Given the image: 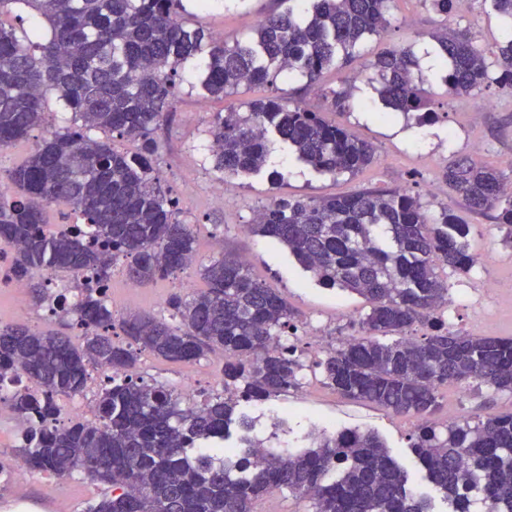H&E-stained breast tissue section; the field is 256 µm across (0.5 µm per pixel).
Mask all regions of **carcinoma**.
Listing matches in <instances>:
<instances>
[{
    "label": "carcinoma",
    "instance_id": "obj_1",
    "mask_svg": "<svg viewBox=\"0 0 512 512\" xmlns=\"http://www.w3.org/2000/svg\"><path fill=\"white\" fill-rule=\"evenodd\" d=\"M390 2L304 0L301 10L258 23L254 41L228 44L185 22L182 0H0V13L24 4L48 31L45 41L24 43L0 25V148L43 122L49 91L73 114V126L50 132L9 173V183L0 184V250H15L11 274L26 287L42 271L94 276L73 304L55 310L84 331L81 347L53 330L0 325V385L26 376L38 391L16 389L7 401L25 420L32 412L46 418L56 414L57 399L83 393L88 368H109L96 421L29 425L20 446L31 470L60 477L78 472L109 486L111 493L88 512H252L255 501L281 487L308 499L313 512H432L428 497L409 486L407 472L372 432L324 433L304 450L276 449L261 461L244 452L224 464L231 430L241 448L258 443L240 402L297 389L308 368L294 346L282 343L297 328L295 311L251 277L244 259H211L200 272L204 290L171 294L167 319L128 316L123 342L112 339L104 296L120 254L130 259L127 276L138 285L189 269L195 256L192 225L177 218L152 165L154 133L173 107L179 65L204 58L200 87L213 98L295 73L314 84L367 36L387 29ZM437 42L448 94L467 95L489 82L512 89L511 38L491 63L461 32ZM369 67L386 107L432 115L414 78L418 61L411 50L390 47ZM352 90L350 84L326 95L330 108L345 111ZM97 130L137 140L140 151L121 153L95 137ZM270 131L320 173L353 174L374 160L373 148L345 127L272 97L214 115V168L228 176L260 172ZM442 179L472 210L496 212L502 242L512 246V190L501 172L464 156ZM58 202L78 213L86 229L48 232L44 208ZM250 231L282 245L319 284L369 303L357 334L316 364L324 384L415 420L411 448L452 512H473L478 501L488 512H512V415L433 420L439 389L448 384L512 394V338L467 336L438 316L448 304L439 267L466 274L477 262L469 225L446 210L430 217L403 191L368 190L276 200ZM417 324L429 327L420 340L408 337ZM143 352L170 362L224 355V394L185 403L173 388L134 380L128 371Z\"/></svg>",
    "mask_w": 512,
    "mask_h": 512
}]
</instances>
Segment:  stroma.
Returning a JSON list of instances; mask_svg holds the SVG:
<instances>
[{
  "label": "stroma",
  "instance_id": "1",
  "mask_svg": "<svg viewBox=\"0 0 512 512\" xmlns=\"http://www.w3.org/2000/svg\"><path fill=\"white\" fill-rule=\"evenodd\" d=\"M190 23L210 31L220 30L226 42L253 38L260 18L294 7V0H210L200 7L198 0H185ZM389 27L367 37L356 48L351 60L326 70L318 85L304 78H280L276 85L242 86L222 100L203 97L199 85L202 62L191 58L180 67L181 81L172 114L161 122L154 137L158 151L153 158L155 172L163 189L168 190L178 217L192 224L200 261L218 252L246 258L254 279L287 298L297 311L300 326L312 329L320 338L310 344L297 338L294 344L306 364L321 360L326 352L351 334V324L368 312L364 298L337 288L320 285L281 245L249 233L257 210L284 197L323 198L354 194L370 188L406 191L420 198L429 214L448 211L459 222L469 225L471 249L478 262L465 274H449L448 304L441 315L449 327L470 336L512 337V248L502 244L500 234L487 213L471 211L465 202L449 191L441 180L442 171L458 158L473 154V143L481 163L497 168L512 181V91L484 88L467 97L448 95L442 80L429 68H421L416 80L431 101L432 119L418 122L393 114L379 119L383 105L380 84L368 67L377 54L393 45L411 47L417 57L435 50L436 37L445 30H465L485 51H495L506 39V23L491 9L488 0H468L465 12L446 19L426 0H392ZM355 88L346 111L335 112L325 97L347 83ZM284 97L288 104L300 103L320 113L331 123H339L375 149L373 163L356 174L330 175L313 170L297 159L279 140L270 145L269 166L278 171L277 180L266 174L229 178L217 172L208 151L210 122L215 113L239 109L242 102ZM72 114L55 95H47L42 126L0 154V181L21 165L49 131L71 123ZM223 186L224 203L214 205V186ZM125 259L112 267V337L121 340V321L134 312L167 317L166 301L175 292L184 294L203 288L198 268H190L177 278L155 280L127 288ZM496 280L501 289L496 298L497 313L491 325L480 324L474 303L483 296L482 286ZM0 323L22 325L33 330L59 329L58 317L36 304L31 292L16 295L0 288ZM222 360L216 355L190 363H171L149 355L142 356L135 373L147 382L175 388L190 387L193 400L224 391ZM440 421L464 416L512 413V396L490 390L441 387ZM271 406L288 419V441L301 446L311 420L324 419L332 431L370 430L385 443L391 456L410 475L412 487L427 493L433 512H448V503L430 484L412 452L414 423L411 419L363 401L348 400L322 383L320 377L306 374L299 389L272 398Z\"/></svg>",
  "mask_w": 512,
  "mask_h": 512
}]
</instances>
